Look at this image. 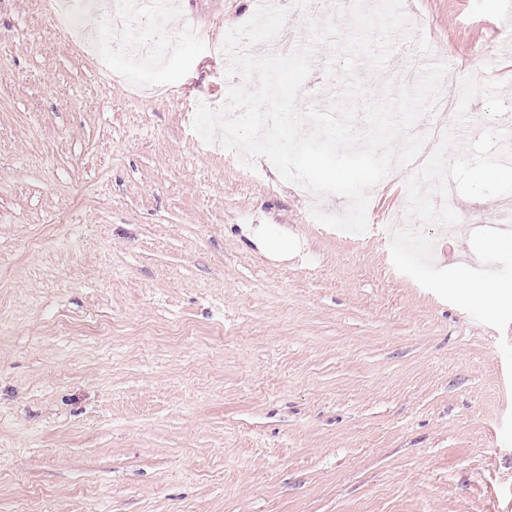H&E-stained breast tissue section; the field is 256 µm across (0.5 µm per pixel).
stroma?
I'll list each match as a JSON object with an SVG mask.
<instances>
[{"label":"stroma","instance_id":"1","mask_svg":"<svg viewBox=\"0 0 512 512\" xmlns=\"http://www.w3.org/2000/svg\"><path fill=\"white\" fill-rule=\"evenodd\" d=\"M225 31L256 0H174ZM462 109L436 173L512 211V0H404ZM143 78L0 0V512H512V244L420 212L398 167L345 236L192 129L211 40ZM283 238L270 252L249 234Z\"/></svg>","mask_w":512,"mask_h":512}]
</instances>
